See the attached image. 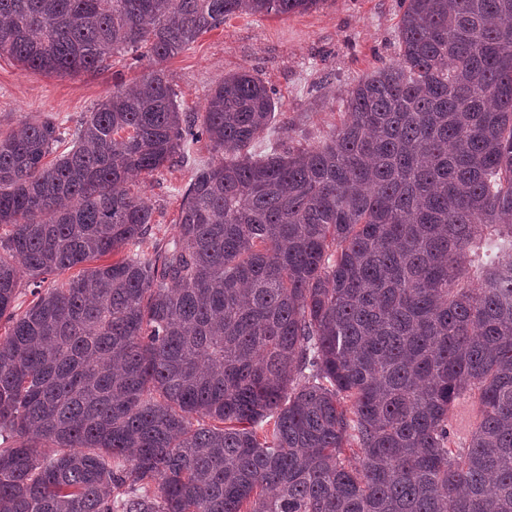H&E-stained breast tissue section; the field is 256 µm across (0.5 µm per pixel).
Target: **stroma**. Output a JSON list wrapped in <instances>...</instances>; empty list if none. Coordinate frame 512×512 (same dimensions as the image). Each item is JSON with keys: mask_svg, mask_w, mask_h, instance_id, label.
Segmentation results:
<instances>
[{"mask_svg": "<svg viewBox=\"0 0 512 512\" xmlns=\"http://www.w3.org/2000/svg\"><path fill=\"white\" fill-rule=\"evenodd\" d=\"M402 12L400 0H321L305 12L237 15L201 35L166 67L180 108L189 114L202 111L210 89L224 75L244 69L257 73L273 89L281 110L251 144L252 153L280 144H315L343 119V103L355 84L396 59ZM144 67L130 51L114 56L104 70L45 75L2 55L0 133L32 118L51 119L74 133L114 83L133 82ZM213 158L203 138L184 159L129 183L154 212L142 253L154 254L172 238L184 190Z\"/></svg>", "mask_w": 512, "mask_h": 512, "instance_id": "stroma-1", "label": "stroma"}]
</instances>
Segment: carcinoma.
Segmentation results:
<instances>
[{"label": "carcinoma", "mask_w": 512, "mask_h": 512, "mask_svg": "<svg viewBox=\"0 0 512 512\" xmlns=\"http://www.w3.org/2000/svg\"><path fill=\"white\" fill-rule=\"evenodd\" d=\"M319 2L0 0L27 69L148 58L52 162V120L0 135V512H512V0H403L397 59L316 145L248 153L278 108L248 70L180 111L165 62ZM202 136L140 255L123 185ZM478 410V400L472 394L466 395L451 409L448 418L451 448H464L468 444L470 432L476 423Z\"/></svg>", "instance_id": "obj_1"}]
</instances>
